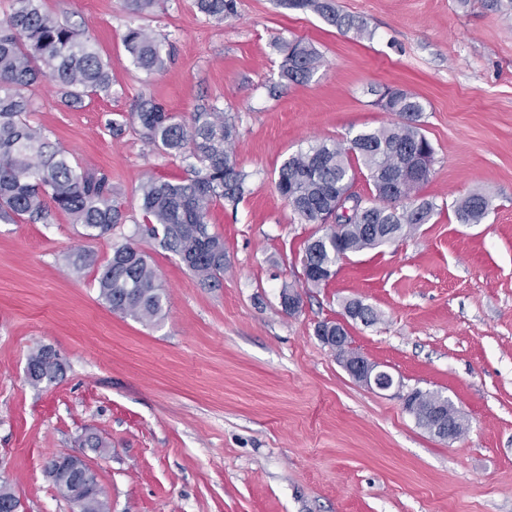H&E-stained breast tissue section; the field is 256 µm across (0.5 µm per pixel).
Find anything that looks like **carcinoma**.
I'll list each match as a JSON object with an SVG mask.
<instances>
[{
	"label": "carcinoma",
	"mask_w": 512,
	"mask_h": 512,
	"mask_svg": "<svg viewBox=\"0 0 512 512\" xmlns=\"http://www.w3.org/2000/svg\"><path fill=\"white\" fill-rule=\"evenodd\" d=\"M7 21L0 25V221L50 224L56 214L71 218L101 237L126 221L112 196L104 173H93L72 162L68 152L53 144L30 120L36 102L30 90L43 80L52 82L72 106L83 98L112 89L107 64L75 28L44 10L42 0H4ZM288 6L321 14L343 31L362 29L355 20L329 9L320 0H288ZM207 17L222 23L236 15V0H198ZM123 46L133 66L148 74L165 69L169 53L154 33L129 26ZM282 76L292 82L310 80L321 66V54L301 39L281 44ZM377 105L394 112L401 122L361 131L343 146L318 142L280 166L275 186L293 214L304 224H324L336 209V195L354 184L356 173L367 172L371 196L360 193L368 210L307 241L304 256L312 271L303 283L317 287L335 274L336 264L351 254L395 241L427 224L435 203L423 200L402 205L416 189L408 164L415 155L434 157V148L419 127L422 102L402 89L387 87ZM128 123L152 149L174 154L187 162V176L171 182L152 176L139 185L145 223L141 237L154 240L178 256L204 284L214 285L224 274V240L210 232V206L223 200L233 206L246 193V174L234 152L237 132L228 117L214 108L192 113L185 121L152 95H141ZM490 200L475 191L456 204L460 224H480L488 216ZM80 271L99 267L95 278L99 297L114 313L151 324L164 316L166 294L144 251L130 242L112 245L111 257L101 266L90 250L72 256ZM34 386L55 382L62 364L49 348L33 351L27 361ZM69 481L57 485L79 512H108L107 498L95 473L71 464Z\"/></svg>",
	"instance_id": "carcinoma-1"
}]
</instances>
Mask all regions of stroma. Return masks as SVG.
Masks as SVG:
<instances>
[{"label":"stroma","instance_id":"obj_1","mask_svg":"<svg viewBox=\"0 0 512 512\" xmlns=\"http://www.w3.org/2000/svg\"><path fill=\"white\" fill-rule=\"evenodd\" d=\"M330 2L369 36L286 0H237L236 17L220 24L196 0L143 15L128 0H43L94 42L112 91L69 107L43 83L32 120L73 162L110 176L127 220L95 238L63 214L0 223V481L26 512H77L45 473L60 453L88 462L109 512H512V15L491 0ZM130 24L164 40V71L134 68L121 41ZM295 38L322 56L306 83L280 74L279 46ZM386 87L425 107L435 155L415 198L437 209L303 287L304 243L325 227L294 216L275 189L278 170L311 143L396 122L376 104ZM143 94L183 119L204 106L232 115L250 188L238 206L210 210L224 240L220 287L144 243L167 295L155 324L113 313L96 269L70 263L79 249L106 262L113 243L134 238L141 180L186 175L181 158L149 149L127 125ZM475 190L491 201L488 218L458 223L456 204ZM287 286L302 294L294 315L281 306ZM348 298L380 315L348 322L351 349L400 388L356 382L316 335L342 319ZM41 346L64 372L35 387L26 364ZM411 390L447 396L466 432L447 443L420 427L400 398ZM91 435L108 455L85 445Z\"/></svg>","mask_w":512,"mask_h":512}]
</instances>
